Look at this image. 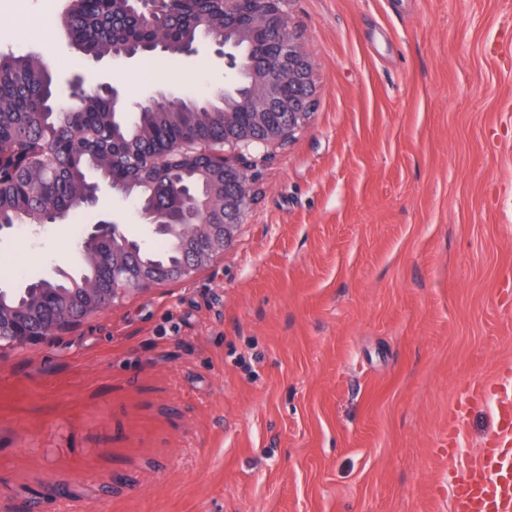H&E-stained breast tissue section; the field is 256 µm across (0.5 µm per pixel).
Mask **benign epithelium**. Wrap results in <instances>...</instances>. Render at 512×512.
<instances>
[{"mask_svg": "<svg viewBox=\"0 0 512 512\" xmlns=\"http://www.w3.org/2000/svg\"><path fill=\"white\" fill-rule=\"evenodd\" d=\"M290 2L254 0L255 8L242 12L239 5L243 0H224V13L241 18V36L251 38L272 32L277 34L281 49L261 71L253 74L252 93L241 99L240 104L224 109L226 136L220 146L195 141L174 147L181 154H205L215 168L224 172V182L211 186L201 210L175 218L156 208L139 209L145 223L181 236L182 263L161 277H147L134 274L125 260L112 259V295L96 304L93 315L109 313L129 295L188 279L223 260L254 204L260 168L271 150L289 144L311 123L317 103L314 67L303 32L289 22ZM284 83L288 84L286 97L281 94ZM240 109L252 113L254 124L265 128L263 135L237 128L236 114ZM273 111L284 114V120L272 121L269 113ZM81 323L80 319H70L62 327L39 335L33 334L20 319L7 327L0 324V349L47 343Z\"/></svg>", "mask_w": 512, "mask_h": 512, "instance_id": "1", "label": "benign epithelium"}]
</instances>
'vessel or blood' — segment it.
Listing matches in <instances>:
<instances>
[{
  "label": "vessel or blood",
  "instance_id": "b4317fda",
  "mask_svg": "<svg viewBox=\"0 0 512 512\" xmlns=\"http://www.w3.org/2000/svg\"><path fill=\"white\" fill-rule=\"evenodd\" d=\"M470 393L476 401L494 397L498 431L477 462L449 476L451 512H512V373L501 372Z\"/></svg>",
  "mask_w": 512,
  "mask_h": 512
}]
</instances>
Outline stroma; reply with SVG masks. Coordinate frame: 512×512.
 <instances>
[{
	"label": "stroma",
	"mask_w": 512,
	"mask_h": 512,
	"mask_svg": "<svg viewBox=\"0 0 512 512\" xmlns=\"http://www.w3.org/2000/svg\"><path fill=\"white\" fill-rule=\"evenodd\" d=\"M319 94L233 246L49 344L0 354V512H450L512 368V0H293ZM69 83L155 87L59 38ZM187 100L233 81L213 44L162 60ZM156 246L135 204L0 234L17 269L74 270L92 224Z\"/></svg>",
	"instance_id": "1"
}]
</instances>
